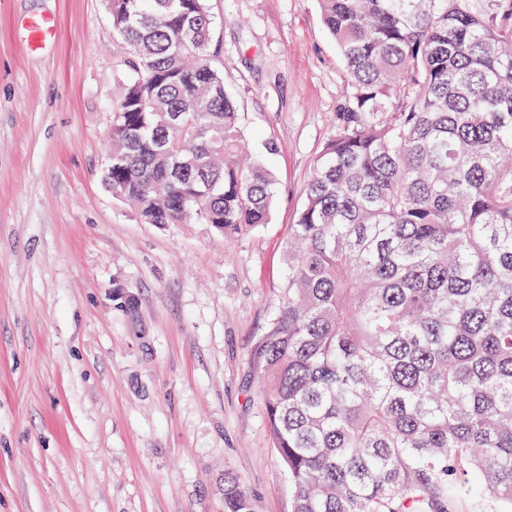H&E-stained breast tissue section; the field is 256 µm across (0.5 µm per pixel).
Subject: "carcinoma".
<instances>
[{"mask_svg": "<svg viewBox=\"0 0 512 512\" xmlns=\"http://www.w3.org/2000/svg\"><path fill=\"white\" fill-rule=\"evenodd\" d=\"M347 68L251 360L290 512H512V0H319ZM207 0H112V193L268 223ZM224 512H253L224 474Z\"/></svg>", "mask_w": 512, "mask_h": 512, "instance_id": "1", "label": "carcinoma"}]
</instances>
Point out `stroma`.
I'll use <instances>...</instances> for the list:
<instances>
[{
    "mask_svg": "<svg viewBox=\"0 0 512 512\" xmlns=\"http://www.w3.org/2000/svg\"><path fill=\"white\" fill-rule=\"evenodd\" d=\"M210 58L276 180L232 239L103 180L126 45L106 0H0V512H290L251 351L347 74L317 0H208ZM57 20L30 48L20 21ZM248 493L228 474L224 477V512H252Z\"/></svg>",
    "mask_w": 512,
    "mask_h": 512,
    "instance_id": "1",
    "label": "stroma"
}]
</instances>
